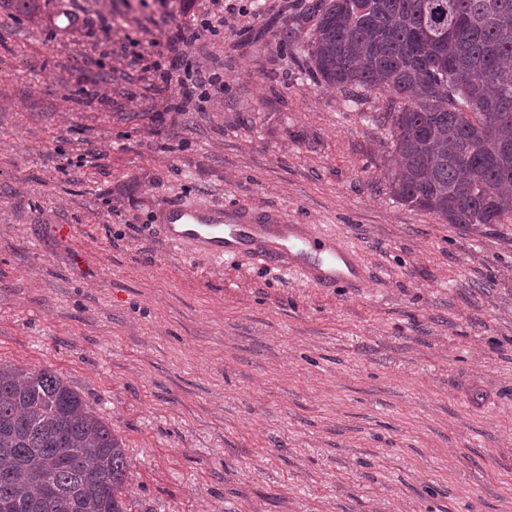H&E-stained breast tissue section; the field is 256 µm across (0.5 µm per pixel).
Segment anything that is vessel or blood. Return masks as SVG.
I'll list each match as a JSON object with an SVG mask.
<instances>
[{
  "instance_id": "b4317fda",
  "label": "vessel or blood",
  "mask_w": 512,
  "mask_h": 512,
  "mask_svg": "<svg viewBox=\"0 0 512 512\" xmlns=\"http://www.w3.org/2000/svg\"><path fill=\"white\" fill-rule=\"evenodd\" d=\"M158 234L179 254L216 260L246 259L318 288H356L363 271L351 248L311 225L283 223L273 208H224L195 202L164 205L154 215Z\"/></svg>"
}]
</instances>
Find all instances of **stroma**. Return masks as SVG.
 <instances>
[{"mask_svg": "<svg viewBox=\"0 0 512 512\" xmlns=\"http://www.w3.org/2000/svg\"><path fill=\"white\" fill-rule=\"evenodd\" d=\"M308 3L176 59L212 0H0V362L110 424L130 512H512V220L392 196L382 127L306 70ZM156 63L223 105L177 111ZM178 201L276 208L366 280L179 256L152 227ZM194 73L195 74L188 71L183 76L181 73L175 72L174 69H168L163 70L156 76L157 82L163 85L160 88L163 91L170 90L172 86L175 88H183L188 84V81H190L194 90H192L191 93L185 94L182 105L176 108L177 111H186L187 105L192 103V98L197 90H200V93L197 95L198 103L194 104L196 109L206 111L207 106H214L216 103H221L220 98L221 95L224 94L223 76L217 72H204L201 69H196ZM203 104H206V106Z\"/></svg>", "mask_w": 512, "mask_h": 512, "instance_id": "1", "label": "stroma"}]
</instances>
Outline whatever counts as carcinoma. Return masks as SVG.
I'll use <instances>...</instances> for the list:
<instances>
[{
  "label": "carcinoma",
  "instance_id": "carcinoma-1",
  "mask_svg": "<svg viewBox=\"0 0 512 512\" xmlns=\"http://www.w3.org/2000/svg\"><path fill=\"white\" fill-rule=\"evenodd\" d=\"M307 67L392 140L391 191L450 224L512 219V0H316ZM122 442L53 370L0 364V512H126Z\"/></svg>",
  "mask_w": 512,
  "mask_h": 512
}]
</instances>
